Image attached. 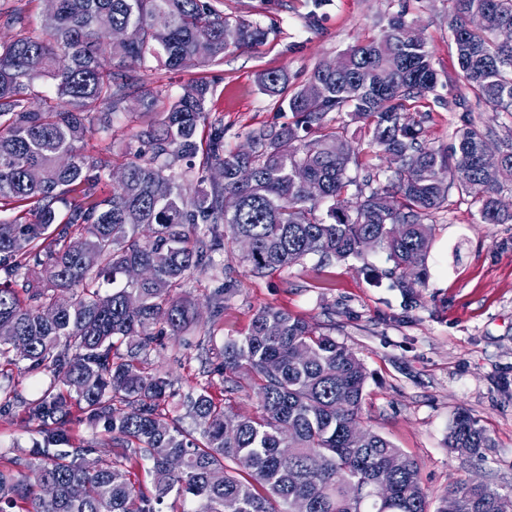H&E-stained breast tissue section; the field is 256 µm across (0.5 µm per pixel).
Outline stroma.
<instances>
[{"mask_svg": "<svg viewBox=\"0 0 512 512\" xmlns=\"http://www.w3.org/2000/svg\"><path fill=\"white\" fill-rule=\"evenodd\" d=\"M211 2L227 18L268 28L267 39L225 56L218 65L170 70L154 63L144 78L175 93L195 80L206 81L213 90L207 107L224 120L225 150L245 147L251 129L293 120L262 93L260 72L287 70L293 86H300L319 62L380 36L388 18L399 12L422 32L438 74L422 123L424 140L448 146L467 120L512 129V115L492 112L485 103L471 101L466 113L448 107L457 93L458 69L448 0H323L319 6L314 0ZM143 120L136 104H129L127 112L115 116L111 138L89 135L81 149L89 156L121 159ZM477 209L470 197L449 191L446 208L432 219L426 285L410 303L394 287L391 264L382 253L321 266L310 259L255 277L235 252H225V272L196 276L185 288L198 307L192 334L201 348L187 349L188 360L180 364L166 338L162 349L150 355L173 380L167 413L191 427L182 401L200 380V357L219 364L225 339L243 336L254 310L273 305L335 336L361 359L371 374L362 423L420 463L429 497L460 478L487 481L512 496V223H479ZM228 278L236 292L214 326L209 298ZM13 376L22 400L0 412V468L9 465L15 448L31 446L35 426L22 403L37 398L49 382L23 361L14 366ZM462 410L487 430L491 447L462 457L449 454L448 429Z\"/></svg>", "mask_w": 512, "mask_h": 512, "instance_id": "obj_1", "label": "stroma"}]
</instances>
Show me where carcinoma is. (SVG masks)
Masks as SVG:
<instances>
[{
    "label": "carcinoma",
    "instance_id": "1",
    "mask_svg": "<svg viewBox=\"0 0 512 512\" xmlns=\"http://www.w3.org/2000/svg\"><path fill=\"white\" fill-rule=\"evenodd\" d=\"M451 2L463 87L454 107L467 110L468 90L511 115L512 37L500 36L512 31V0ZM473 15L485 23L469 26ZM0 19L17 30L0 41V210L27 206L35 217L0 218V378L20 359L53 378L25 405L38 438L0 469V512H164L172 494L191 503L182 512H294L300 499L308 512H502L506 497L470 478L430 509L419 462L362 424V361L285 309L259 308L245 336L224 341V400L205 385L187 395L190 430L165 410L170 373L148 367L163 337L190 345L197 313L182 288L223 269L228 245L251 243L240 259L258 277L310 256L383 252L411 299L427 280V220L451 188L478 204L481 223L512 222L497 177L512 166L511 138L496 156L483 150L497 137L490 125L465 122L449 150L422 139L410 112L436 91L437 73L412 22L389 18L378 38L343 52L339 70L317 65L293 91L286 71L259 74L263 94L295 121L254 129L249 149L226 153L208 84L173 97L140 70L151 60L220 63L262 43L261 26L225 19L210 0H53L35 36L19 13ZM44 78L51 102L32 108L26 95ZM129 99L158 116L135 134L137 148L118 167L81 153L88 135L112 133ZM344 112L388 157L386 187H372L377 167L360 183L348 177L357 157L336 125ZM115 169L111 195L63 212L74 184ZM132 265L147 275L128 278ZM232 295L229 283L215 291L212 322ZM246 389L251 415L231 405ZM74 408L115 443L92 464L90 449L72 442ZM446 445L465 456L492 439L462 410Z\"/></svg>",
    "mask_w": 512,
    "mask_h": 512
}]
</instances>
